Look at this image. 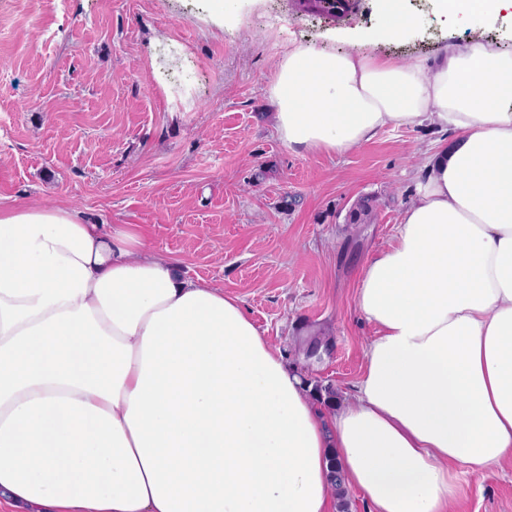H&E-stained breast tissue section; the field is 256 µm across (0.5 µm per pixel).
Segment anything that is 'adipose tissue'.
<instances>
[{
    "label": "adipose tissue",
    "instance_id": "adipose-tissue-1",
    "mask_svg": "<svg viewBox=\"0 0 512 512\" xmlns=\"http://www.w3.org/2000/svg\"><path fill=\"white\" fill-rule=\"evenodd\" d=\"M381 0L364 41L409 34ZM267 92L300 155L388 126L447 130L355 297L374 329L325 409L238 297L138 226L0 206V500L14 512H448L512 464V52L443 43L429 71L289 47Z\"/></svg>",
    "mask_w": 512,
    "mask_h": 512
}]
</instances>
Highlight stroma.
Here are the masks:
<instances>
[{
    "label": "stroma",
    "instance_id": "stroma-1",
    "mask_svg": "<svg viewBox=\"0 0 512 512\" xmlns=\"http://www.w3.org/2000/svg\"><path fill=\"white\" fill-rule=\"evenodd\" d=\"M342 19L299 0H0V202L69 204L139 225L152 251L238 297L306 379L353 395L371 329L354 297L447 131L388 127L342 156L279 141L265 88L291 43L431 66L445 41L512 50V19L448 20L406 0L415 27L365 46L377 0ZM373 198L375 220L352 224ZM322 344V359L304 347ZM450 512H512V467L464 477Z\"/></svg>",
    "mask_w": 512,
    "mask_h": 512
}]
</instances>
